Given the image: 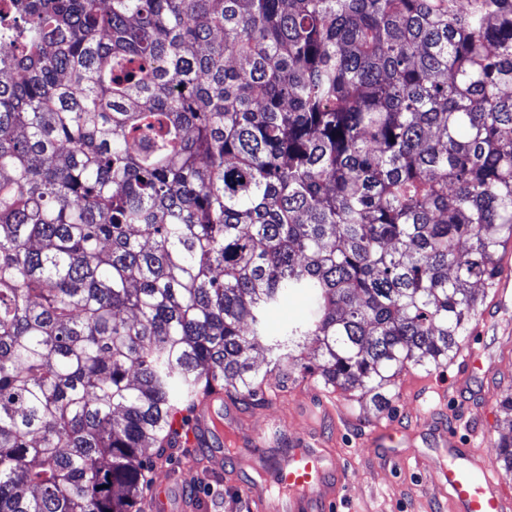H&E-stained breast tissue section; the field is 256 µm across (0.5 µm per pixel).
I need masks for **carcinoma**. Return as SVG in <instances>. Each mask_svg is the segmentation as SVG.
Instances as JSON below:
<instances>
[{
	"label": "carcinoma",
	"mask_w": 512,
	"mask_h": 512,
	"mask_svg": "<svg viewBox=\"0 0 512 512\" xmlns=\"http://www.w3.org/2000/svg\"><path fill=\"white\" fill-rule=\"evenodd\" d=\"M511 242L512 0H0V512H131L217 389L385 410ZM312 297L306 290L295 292L280 306L272 308L265 319L264 329L267 336H281L288 326L296 325L311 307Z\"/></svg>",
	"instance_id": "1"
}]
</instances>
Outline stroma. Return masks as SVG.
<instances>
[{"instance_id":"35a3bbf8","label":"stroma","mask_w":512,"mask_h":512,"mask_svg":"<svg viewBox=\"0 0 512 512\" xmlns=\"http://www.w3.org/2000/svg\"><path fill=\"white\" fill-rule=\"evenodd\" d=\"M311 304L310 293L303 290L272 308L264 324L267 336L282 335L296 325ZM466 341L484 350L487 368L486 374L473 377L472 392L466 396L448 383L459 367L454 361L430 372L403 373L391 390L388 408L381 412L370 400L357 402L341 391L326 392L309 377L287 395L285 406L252 401L245 409L253 414L255 426L278 417L293 432L299 428L300 410L316 414L322 402L332 404L337 426L331 450L349 470L336 512H452L449 489L438 471L447 464L448 451L426 411L443 410L449 430L457 432L465 448L495 460L494 443L508 433L500 402L512 394V302L479 320ZM389 422L403 428L392 442L376 435L378 427ZM194 456L191 448L167 449L151 473L145 499L162 491L172 503L179 495L189 496L196 512H252L240 488L228 484L223 473L198 469Z\"/></svg>"}]
</instances>
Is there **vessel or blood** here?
<instances>
[{"label": "vessel or blood", "instance_id": "b4317fda", "mask_svg": "<svg viewBox=\"0 0 512 512\" xmlns=\"http://www.w3.org/2000/svg\"><path fill=\"white\" fill-rule=\"evenodd\" d=\"M170 425L178 431L180 443L205 449L204 461L212 469L224 464L225 435H232L239 448L288 443L272 483L244 487L254 512H330L347 480L345 465L328 454L312 424L290 438L280 431L256 432L245 426L237 406L217 404L211 396L196 406L190 425H183L177 412L171 414ZM443 443L450 463L442 477L454 512H512V488L497 471L471 451L458 448L451 436H444Z\"/></svg>", "mask_w": 512, "mask_h": 512}]
</instances>
